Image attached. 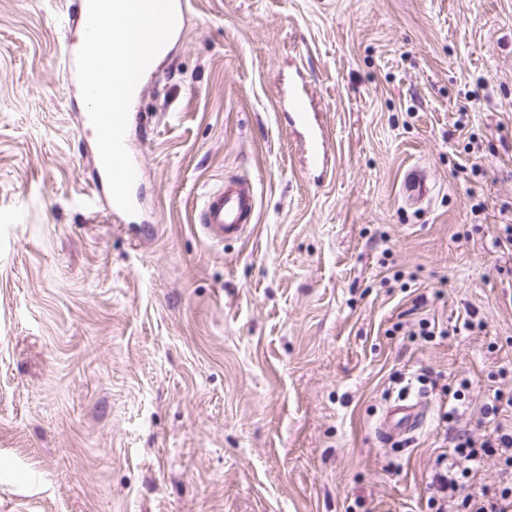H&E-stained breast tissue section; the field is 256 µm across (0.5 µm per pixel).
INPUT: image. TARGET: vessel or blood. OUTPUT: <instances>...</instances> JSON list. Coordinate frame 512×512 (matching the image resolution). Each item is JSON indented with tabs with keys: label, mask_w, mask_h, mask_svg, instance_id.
Masks as SVG:
<instances>
[{
	"label": "vessel or blood",
	"mask_w": 512,
	"mask_h": 512,
	"mask_svg": "<svg viewBox=\"0 0 512 512\" xmlns=\"http://www.w3.org/2000/svg\"><path fill=\"white\" fill-rule=\"evenodd\" d=\"M282 96L288 105L289 123L300 130L304 176L325 177L331 166L328 134L312 110L309 91L291 82L283 86ZM428 194L429 187L422 170L417 167L408 169L401 185L404 203L421 205ZM256 212L257 198L253 190L242 181L227 179L207 194L198 216V229L211 243L220 245L226 240L241 238L254 223ZM423 419V399L411 396L405 390L391 402L380 421L378 433L385 442L392 444L417 431Z\"/></svg>",
	"instance_id": "obj_1"
}]
</instances>
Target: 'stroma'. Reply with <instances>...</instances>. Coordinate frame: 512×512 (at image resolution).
<instances>
[{"label": "stroma", "instance_id": "obj_1", "mask_svg": "<svg viewBox=\"0 0 512 512\" xmlns=\"http://www.w3.org/2000/svg\"><path fill=\"white\" fill-rule=\"evenodd\" d=\"M76 3L0 0V512H430L446 432L512 431V0H191L125 225L87 201ZM230 177L257 219L216 246L195 215ZM404 385L426 418L387 447ZM288 104V122L300 129L304 154L305 177L324 178L331 167L328 154V134L318 119L319 112H311L313 100L309 91L293 82L282 87L281 98ZM429 191L427 180L420 168L412 167L406 171L401 185V197L407 206L421 205Z\"/></svg>", "mask_w": 512, "mask_h": 512}]
</instances>
